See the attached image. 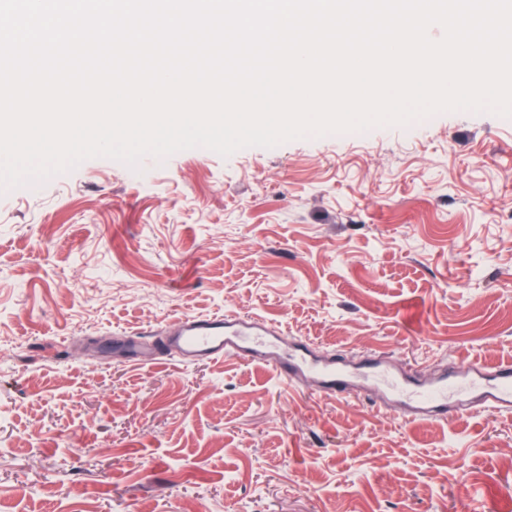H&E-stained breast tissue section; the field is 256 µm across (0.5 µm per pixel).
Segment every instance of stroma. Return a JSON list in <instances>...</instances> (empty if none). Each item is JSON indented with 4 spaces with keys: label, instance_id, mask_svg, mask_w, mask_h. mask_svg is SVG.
<instances>
[{
    "label": "stroma",
    "instance_id": "35a3bbf8",
    "mask_svg": "<svg viewBox=\"0 0 512 512\" xmlns=\"http://www.w3.org/2000/svg\"><path fill=\"white\" fill-rule=\"evenodd\" d=\"M225 311L347 361L512 359V118L0 189V512H512V414L408 421L236 357L112 355Z\"/></svg>",
    "mask_w": 512,
    "mask_h": 512
}]
</instances>
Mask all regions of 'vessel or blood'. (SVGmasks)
<instances>
[{
  "label": "vessel or blood",
  "mask_w": 512,
  "mask_h": 512,
  "mask_svg": "<svg viewBox=\"0 0 512 512\" xmlns=\"http://www.w3.org/2000/svg\"><path fill=\"white\" fill-rule=\"evenodd\" d=\"M113 348L147 360L173 350L188 362L235 356L271 366L292 384L313 379L316 393L324 396H371L379 407L411 421L472 412L512 413V361L462 363L431 377L375 355L347 365L253 315L189 314L160 329L150 346L130 337L114 342Z\"/></svg>",
  "instance_id": "b4317fda"
}]
</instances>
